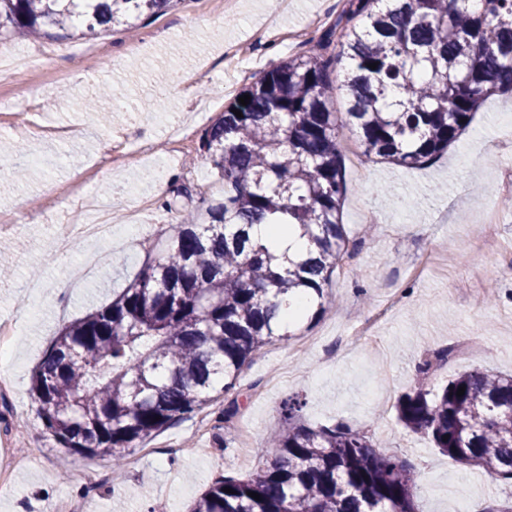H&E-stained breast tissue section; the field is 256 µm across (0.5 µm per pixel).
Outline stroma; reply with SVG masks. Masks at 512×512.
<instances>
[{
  "instance_id": "obj_1",
  "label": "stroma",
  "mask_w": 512,
  "mask_h": 512,
  "mask_svg": "<svg viewBox=\"0 0 512 512\" xmlns=\"http://www.w3.org/2000/svg\"><path fill=\"white\" fill-rule=\"evenodd\" d=\"M270 0H238L224 11L220 0H179L136 33H102L108 50L92 64L69 53V39H13L9 45L39 54L34 70L0 75V97L27 105L31 85L48 82L41 101L42 119L54 127L79 128L78 136L55 139L22 135L0 126V154L6 170L24 169L15 183L0 178V207L18 225L25 247L13 258V275L0 282V318L17 322L18 337L4 373L7 394L0 396V446L23 456L38 448V464L10 476L0 494V512H187L192 501L219 476L242 477L271 457V430L280 426L288 398L303 401V420L312 426L343 421L367 431L405 460L419 490L421 512H481L489 499L512 493L484 469L465 465L408 432L395 405L427 353L474 339L484 352L454 356L432 383L440 386L477 368L512 374V278L498 274L501 252L512 238H501L496 251L481 252L469 229L487 210H502L511 194L500 177L512 169V96L490 97L459 142L442 157L419 168L397 167L374 159L365 175L346 169L347 193L342 222L348 234L346 266L335 271L325 312L309 322L303 349L294 343L267 345L239 376L238 412L225 420L227 400L203 413L205 435L195 420L174 423L151 440L154 454L136 468L112 474L108 457H72L60 470L62 449L43 427L30 391V377L62 327L112 301L147 261L153 225L203 219L212 202L223 199L224 181L199 159L204 129L223 112L241 88L258 79L272 62L303 52L320 30L305 32L309 17L330 26L342 0H288L278 17L279 38H261ZM101 86L113 87L115 100L101 111H114L111 122L97 120L82 104ZM190 126L185 153L170 156V130ZM147 132L153 160L146 163L122 153H103V142L120 144ZM166 164L165 190H158L153 167ZM85 171V188L103 193L120 178L125 199L158 195L160 202L139 216V232L116 225L108 245L112 261L99 265L85 282V265L97 245L77 244L70 255L55 256L52 232L60 223L84 222L74 204L43 210L44 195L66 183L74 169ZM436 254L438 264L414 274L416 258ZM71 282L56 297L57 281ZM372 323L370 335L351 337L355 326ZM347 344H339V337ZM27 425H14L16 414ZM234 446L225 449V437Z\"/></svg>"
}]
</instances>
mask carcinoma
Here are the masks:
<instances>
[{
    "mask_svg": "<svg viewBox=\"0 0 512 512\" xmlns=\"http://www.w3.org/2000/svg\"><path fill=\"white\" fill-rule=\"evenodd\" d=\"M174 2L0 0V30L27 38L130 30ZM338 67L344 118L331 107ZM496 92H512V0H345L318 44L272 63L203 131L199 150L224 179V201L202 224L167 225L163 254L111 304L63 327L33 370L37 417L64 456H109L119 468L223 396H233L224 411L232 418L242 367L295 336L272 322L288 295L306 289L310 317L325 311L348 246L341 130L356 129L369 159L421 167L448 151ZM256 224L293 225L314 255L295 262L252 242ZM431 368L419 365L398 397L399 422L491 478L512 480V376L476 369L434 390L424 385ZM284 407L271 461L214 480L189 512H418L405 461L343 423L304 424L297 399Z\"/></svg>",
    "mask_w": 512,
    "mask_h": 512,
    "instance_id": "cac0c4a2",
    "label": "carcinoma"
}]
</instances>
